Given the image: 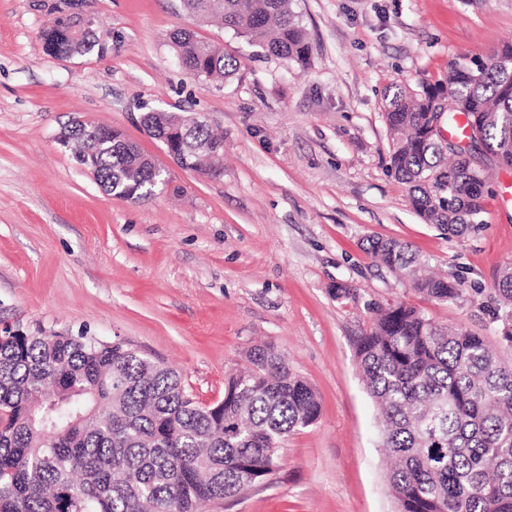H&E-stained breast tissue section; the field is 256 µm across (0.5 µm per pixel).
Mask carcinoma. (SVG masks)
Here are the masks:
<instances>
[{
    "label": "carcinoma",
    "instance_id": "1",
    "mask_svg": "<svg viewBox=\"0 0 512 512\" xmlns=\"http://www.w3.org/2000/svg\"><path fill=\"white\" fill-rule=\"evenodd\" d=\"M199 20L221 18L267 57L298 66L312 47L292 0H182ZM53 6L41 30L44 50L61 59L108 53L98 25L82 26ZM181 66L222 83L238 70L224 48L189 28L170 35ZM442 127H431L437 99ZM390 170L408 187L426 224L450 237L479 232L493 194L491 155L512 168V44L492 59L459 56L446 74L411 86L394 82L382 96ZM190 112L150 108L140 117L161 143L184 133L191 169L216 178L223 138ZM75 146L108 194L141 200L155 190L154 161L109 126L73 121L58 136ZM368 250L407 275L424 297L448 302L460 283L424 273L410 247L372 238ZM503 340L512 343V264L490 295ZM356 357L367 393L380 410L382 447L392 458L389 485L399 512H512V364L484 337L440 325L404 303L372 305ZM232 374L224 401L202 405L173 368L124 341L7 325L0 330V512H202L260 484L278 467L280 444L313 425L321 405L313 388L270 346Z\"/></svg>",
    "mask_w": 512,
    "mask_h": 512
}]
</instances>
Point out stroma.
<instances>
[{
    "label": "stroma",
    "mask_w": 512,
    "mask_h": 512,
    "mask_svg": "<svg viewBox=\"0 0 512 512\" xmlns=\"http://www.w3.org/2000/svg\"><path fill=\"white\" fill-rule=\"evenodd\" d=\"M52 2L0 0V325L131 343L204 400L223 397L250 349L273 347L320 416L281 443L263 485L205 512H396L356 358L367 306L409 303L512 363L486 306L512 263V170H496L478 233L423 223L389 170L382 92L438 79L458 54L488 60L512 42V0H294L305 69L196 23L180 0H86L112 50L58 59L40 39ZM183 27L223 45L236 75L218 87L188 74L170 41ZM146 106L204 113L224 135L223 176L171 165L142 130ZM76 119L121 130L168 167L169 187L108 195L56 141ZM371 237L409 243L461 296L424 299L368 252ZM339 284L355 299H336Z\"/></svg>",
    "instance_id": "obj_1"
}]
</instances>
